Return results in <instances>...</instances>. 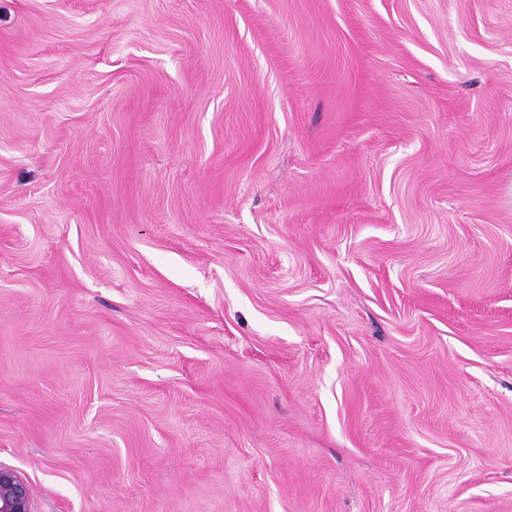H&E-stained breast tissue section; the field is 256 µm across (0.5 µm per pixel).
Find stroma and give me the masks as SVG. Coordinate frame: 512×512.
I'll return each instance as SVG.
<instances>
[{"label": "stroma", "mask_w": 512, "mask_h": 512, "mask_svg": "<svg viewBox=\"0 0 512 512\" xmlns=\"http://www.w3.org/2000/svg\"><path fill=\"white\" fill-rule=\"evenodd\" d=\"M0 464L512 512V0H0Z\"/></svg>", "instance_id": "stroma-1"}]
</instances>
